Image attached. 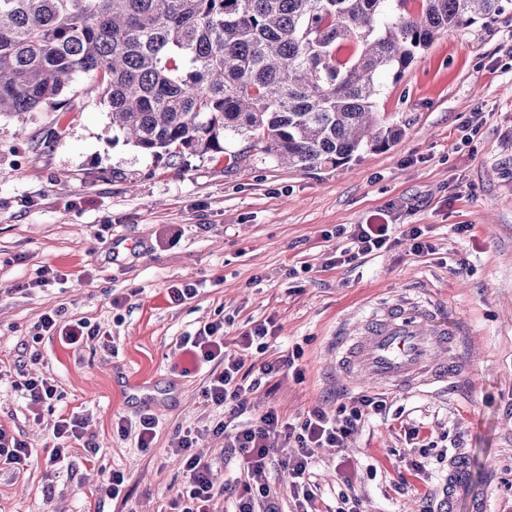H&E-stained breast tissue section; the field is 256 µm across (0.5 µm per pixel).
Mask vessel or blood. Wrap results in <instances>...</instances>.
Here are the masks:
<instances>
[{"label":"vessel or blood","mask_w":512,"mask_h":512,"mask_svg":"<svg viewBox=\"0 0 512 512\" xmlns=\"http://www.w3.org/2000/svg\"><path fill=\"white\" fill-rule=\"evenodd\" d=\"M436 317L435 306L423 300L382 304L366 319L358 338H336L338 372L357 383L386 384L402 392L458 384L466 367L465 336L458 326L436 330ZM469 482V462L456 455L448 467L441 512H457Z\"/></svg>","instance_id":"obj_1"}]
</instances>
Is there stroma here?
I'll return each instance as SVG.
<instances>
[{
    "mask_svg": "<svg viewBox=\"0 0 512 512\" xmlns=\"http://www.w3.org/2000/svg\"><path fill=\"white\" fill-rule=\"evenodd\" d=\"M62 97L0 112V425L40 454L23 470H0V512H169L184 489L171 446L188 429L200 433L194 453L214 462L211 510L228 512L241 491L240 454L211 433L221 414L203 395L208 367L178 347L212 321L224 324L226 353L245 364L301 353L303 378L282 370L255 392L253 412L294 420L316 406L335 411L358 392L386 396L385 417L360 425L343 449H320L322 512H340L345 494L357 512L436 508L439 484L403 460L413 427L432 470H447L435 460L444 450L469 458L457 512L476 497L486 512H512V5L489 26L439 36L401 77L382 75L376 109L404 135L335 169L297 171L256 150L237 163V139L168 168L119 139L94 80L73 76ZM471 112L481 118L467 140L460 123ZM382 214L424 227L431 251L404 240L334 263L348 245L336 229ZM45 266L58 280L19 291ZM182 282L198 295L171 303L168 288ZM404 296L434 301L438 327L464 326L463 390L337 382V329L360 335L362 315ZM57 308L99 324L110 346L74 349L39 335L40 316ZM269 320L276 338L266 353L234 343ZM36 376L53 380L56 399H25L19 384ZM72 413L86 419V443L59 468L48 461L51 428ZM146 413L158 427L143 450L115 423ZM115 470L127 478V501L103 489Z\"/></svg>",
    "mask_w": 512,
    "mask_h": 512,
    "instance_id": "1",
    "label": "stroma"
}]
</instances>
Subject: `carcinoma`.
I'll return each mask as SVG.
<instances>
[{
  "label": "carcinoma",
  "instance_id": "obj_1",
  "mask_svg": "<svg viewBox=\"0 0 512 512\" xmlns=\"http://www.w3.org/2000/svg\"><path fill=\"white\" fill-rule=\"evenodd\" d=\"M410 2L0 0V112L52 107L74 75L101 72L112 128L170 168L230 137L236 162L258 150L337 168L403 135L375 111L381 72L512 0Z\"/></svg>",
  "mask_w": 512,
  "mask_h": 512
}]
</instances>
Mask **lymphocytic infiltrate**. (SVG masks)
<instances>
[{
  "instance_id": "obj_1",
  "label": "lymphocytic infiltrate",
  "mask_w": 512,
  "mask_h": 512,
  "mask_svg": "<svg viewBox=\"0 0 512 512\" xmlns=\"http://www.w3.org/2000/svg\"><path fill=\"white\" fill-rule=\"evenodd\" d=\"M395 227L391 224H359L350 236V245L340 252L341 262L352 263L388 248L394 242ZM180 347L189 350L200 363H215L216 369L208 375L204 396L208 403L228 411L230 418L246 412L250 397L262 381L274 378L283 367L293 366L290 357L281 356L261 362L256 378H249L240 359L224 351V325L211 322L195 335L181 337ZM388 402L381 394H364L341 404L336 413L314 407L298 422L283 421L277 410L270 409L249 423L232 428L227 421L214 426V433L224 435L229 447L243 456L242 491L234 503V512H277L274 500L277 491L267 479L266 472L274 450L273 436L285 433L294 438L297 451L283 463L290 476L288 492L295 502L296 512H320L319 497L314 490L311 466L319 448L342 445L344 439L366 419L385 415ZM193 440L183 435L176 450L183 456V473L187 479L186 496L173 500L172 512H210L214 497L209 460L193 454Z\"/></svg>"
}]
</instances>
